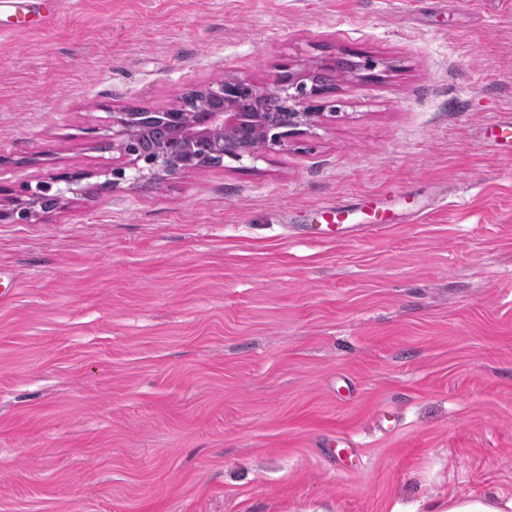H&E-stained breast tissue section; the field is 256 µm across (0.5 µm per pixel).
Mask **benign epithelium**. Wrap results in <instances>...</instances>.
Instances as JSON below:
<instances>
[{"label":"benign epithelium","instance_id":"benign-epithelium-1","mask_svg":"<svg viewBox=\"0 0 512 512\" xmlns=\"http://www.w3.org/2000/svg\"><path fill=\"white\" fill-rule=\"evenodd\" d=\"M333 65L332 59L308 60L295 67L287 64L280 67L269 85L263 87L240 77L222 78L202 89L211 101L210 111L203 114L194 111L193 99L183 94L173 107L155 113L159 121L175 131V136L148 156L134 149L135 139L144 133L141 113L127 109L110 112L101 138L122 153V162L99 172L105 177L103 185L112 188L127 179L138 183L160 174L175 177L196 169L202 165V157L197 154L201 146L211 156L237 162L258 158L262 149L287 148L290 139L318 128L336 116V110L327 112L322 103L330 90L315 80L317 71ZM247 89L255 97L252 112H242L238 107L240 95ZM270 95L279 98L282 111L263 110L262 101ZM228 135L238 138V144L230 152L224 151V137ZM85 178V173L57 174L51 181L27 189L25 198L14 200L13 208H0V221L36 222L45 194L53 193L56 201L62 203L65 195L76 191V186Z\"/></svg>","mask_w":512,"mask_h":512}]
</instances>
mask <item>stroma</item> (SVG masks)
<instances>
[{"label": "stroma", "mask_w": 512, "mask_h": 512, "mask_svg": "<svg viewBox=\"0 0 512 512\" xmlns=\"http://www.w3.org/2000/svg\"><path fill=\"white\" fill-rule=\"evenodd\" d=\"M370 59L256 161L103 189L90 129L225 76ZM512 0H69L0 38V512H437L512 496ZM420 211L366 238L321 203ZM349 434L335 465L320 444ZM87 173H63L51 177V182H43L36 185L35 189L27 188L25 198H17L11 209L0 208V221L12 219L15 223H34L41 215V198L53 189V184L63 183V187H57L53 194L45 195L42 199V208L50 211L56 208L57 202L65 200L66 193H73L79 183L87 178ZM56 200H55V199ZM57 201V202H56ZM512 498L499 494H484L474 497H448V505L440 512H510Z\"/></svg>", "instance_id": "obj_1"}]
</instances>
